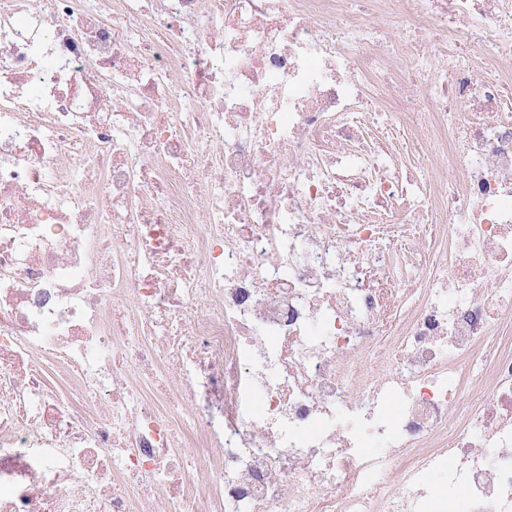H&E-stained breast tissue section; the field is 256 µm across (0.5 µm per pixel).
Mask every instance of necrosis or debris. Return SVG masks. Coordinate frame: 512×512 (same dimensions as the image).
Wrapping results in <instances>:
<instances>
[{
	"mask_svg": "<svg viewBox=\"0 0 512 512\" xmlns=\"http://www.w3.org/2000/svg\"><path fill=\"white\" fill-rule=\"evenodd\" d=\"M0 512H512V0H0Z\"/></svg>",
	"mask_w": 512,
	"mask_h": 512,
	"instance_id": "4bbe7bcc",
	"label": "necrosis or debris"
}]
</instances>
